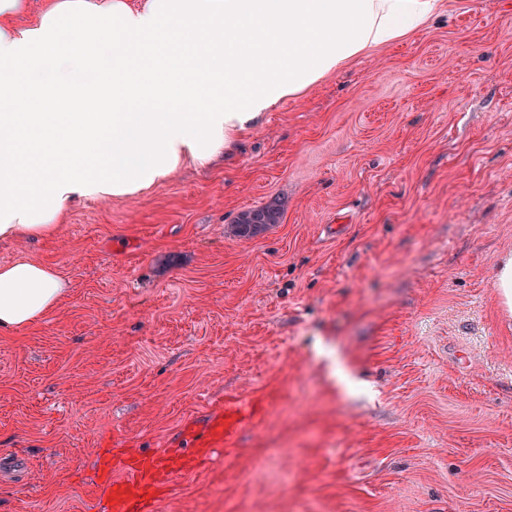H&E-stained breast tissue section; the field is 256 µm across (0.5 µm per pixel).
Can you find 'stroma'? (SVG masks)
Returning a JSON list of instances; mask_svg holds the SVG:
<instances>
[{
	"label": "stroma",
	"mask_w": 512,
	"mask_h": 512,
	"mask_svg": "<svg viewBox=\"0 0 512 512\" xmlns=\"http://www.w3.org/2000/svg\"><path fill=\"white\" fill-rule=\"evenodd\" d=\"M508 251L512 0H438L210 168L0 243L70 283L0 333V512H87L115 439L244 399L262 419L153 512H512ZM280 217L281 212L276 205L246 211L238 216L235 224H231L229 233L236 238L250 239L270 226L278 224ZM496 284L503 298L505 312L510 315L512 313V253H507L499 260Z\"/></svg>",
	"instance_id": "35a3bbf8"
}]
</instances>
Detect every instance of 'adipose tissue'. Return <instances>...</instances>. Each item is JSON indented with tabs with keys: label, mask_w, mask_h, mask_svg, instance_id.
Instances as JSON below:
<instances>
[{
	"label": "adipose tissue",
	"mask_w": 512,
	"mask_h": 512,
	"mask_svg": "<svg viewBox=\"0 0 512 512\" xmlns=\"http://www.w3.org/2000/svg\"><path fill=\"white\" fill-rule=\"evenodd\" d=\"M437 0H0V238H45L71 202L140 195L209 166L279 100L399 38ZM66 283L0 266V330Z\"/></svg>",
	"instance_id": "adipose-tissue-1"
}]
</instances>
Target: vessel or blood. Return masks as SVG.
Here are the masks:
<instances>
[{
	"label": "vessel or blood",
	"mask_w": 512,
	"mask_h": 512,
	"mask_svg": "<svg viewBox=\"0 0 512 512\" xmlns=\"http://www.w3.org/2000/svg\"><path fill=\"white\" fill-rule=\"evenodd\" d=\"M260 401L229 402L186 426L177 448L163 454H140L113 458V467L122 475L107 480L103 496L94 512H151L158 494L169 486L176 474L199 467L210 459L214 449L233 446L245 424L261 417Z\"/></svg>",
	"instance_id": "b4317fda"
}]
</instances>
